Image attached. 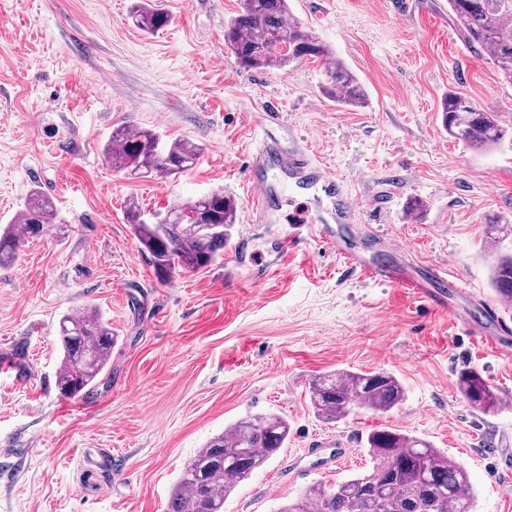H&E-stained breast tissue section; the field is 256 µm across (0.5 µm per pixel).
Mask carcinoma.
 Masks as SVG:
<instances>
[{
    "mask_svg": "<svg viewBox=\"0 0 512 512\" xmlns=\"http://www.w3.org/2000/svg\"><path fill=\"white\" fill-rule=\"evenodd\" d=\"M448 11L464 42L489 53L503 80L512 84V0H448ZM135 26L154 33L169 23L158 5L139 0L131 10ZM224 44L249 69L280 70L292 62H330L323 92L336 103L361 107L367 94L349 68L332 60L333 50L302 22L291 18L288 0H240V10L224 24ZM448 134L476 150L499 144L506 130L494 113L478 108L460 92H448L441 103ZM201 151L185 139L164 143L148 130L118 128L104 147L112 166L133 178L176 174L191 168ZM237 202L216 190L173 207L163 219L148 220L135 202L126 221L150 255L154 273L167 281L180 271H197L220 259L235 224ZM56 208L40 189L31 190L20 216L21 231L7 226L0 233V265L14 262L27 238L40 236L54 222ZM512 237L511 224L487 225V241ZM497 297L512 303V255H498L491 272ZM61 373L65 396H88L112 357V325L96 308L73 310L59 320ZM465 400L483 412L502 399L481 373L471 367L458 372ZM309 402L322 419L339 421L356 407L388 413L398 407L405 390L388 372L336 371L318 375L308 386ZM288 420L277 413L255 414L234 422L211 438L185 465L173 487L167 512H224L226 499L243 481L271 460L288 442ZM374 466L326 487L311 486L279 512H473V488L465 468L430 442L399 429L383 427L366 437Z\"/></svg>",
    "mask_w": 512,
    "mask_h": 512,
    "instance_id": "cac0c4a2",
    "label": "carcinoma"
}]
</instances>
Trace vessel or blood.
I'll list each match as a JSON object with an SVG mask.
<instances>
[{
	"label": "vessel or blood",
	"mask_w": 512,
	"mask_h": 512,
	"mask_svg": "<svg viewBox=\"0 0 512 512\" xmlns=\"http://www.w3.org/2000/svg\"><path fill=\"white\" fill-rule=\"evenodd\" d=\"M247 190L250 199L248 221L252 224L268 220L269 202L279 192L292 198H304L309 211L303 220L301 232L285 237L276 259L267 263L256 283L268 280L282 260L295 253L300 243L313 242L329 249L351 270L363 277L386 285L411 289L418 298L437 308L447 309L453 298L464 288L452 279L447 263L435 262L419 269H411L395 262L372 261L362 251L349 246L354 232V215L358 209L356 198L344 189L339 178L322 164L314 162L304 144L292 141L287 150H279L272 138L266 137L250 155L246 166ZM494 310H486L484 317H461L460 322L469 336L497 345L499 353H512V346L501 343L489 327ZM302 455L308 458L312 469L343 462L349 455L345 448H306Z\"/></svg>",
	"instance_id": "vessel-or-blood-1"
}]
</instances>
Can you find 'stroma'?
<instances>
[{"mask_svg": "<svg viewBox=\"0 0 512 512\" xmlns=\"http://www.w3.org/2000/svg\"><path fill=\"white\" fill-rule=\"evenodd\" d=\"M135 0H0V229L33 188L55 203V224L0 266V512H166L185 464L231 423L285 416L288 445L244 481L224 512H277L314 484L370 470L369 432L393 426L465 467L476 512H512V359L470 340L457 316L512 307L490 284L495 250L485 226L512 225V137L475 150L441 123L448 90L512 127V85L488 53L465 45L442 10L448 0H289L295 18L329 43L368 103L328 100L322 63L282 70L239 66L224 23L239 0H161L170 24L156 34L130 18ZM277 125L247 122L267 110ZM157 132L202 147L196 165L134 179L103 146L114 129ZM271 134L304 140L363 206L356 243L371 259L409 267L452 259L466 292L455 310L347 270L309 245L263 285L296 226L295 205L274 196L237 263L217 261L157 280L131 227L128 201L146 210L224 190L246 214L249 146ZM421 203L418 219L405 213ZM400 242L402 253L389 245ZM94 306L117 342L103 382L86 397L57 387L55 336L65 313ZM505 401L472 408L457 388L462 366ZM384 371L403 384L392 413L359 409L329 423L309 405L322 373ZM343 440L354 455L330 472L293 466L302 449Z\"/></svg>", "mask_w": 512, "mask_h": 512, "instance_id": "35a3bbf8", "label": "stroma"}]
</instances>
